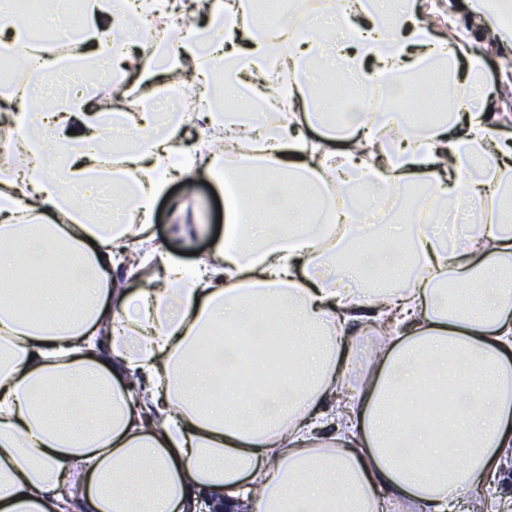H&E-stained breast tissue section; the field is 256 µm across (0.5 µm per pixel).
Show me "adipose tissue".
I'll return each instance as SVG.
<instances>
[{
    "label": "adipose tissue",
    "instance_id": "ef3b65f1",
    "mask_svg": "<svg viewBox=\"0 0 512 512\" xmlns=\"http://www.w3.org/2000/svg\"><path fill=\"white\" fill-rule=\"evenodd\" d=\"M178 5L83 0L74 32L42 0L47 55L0 0L27 72L0 86V512H460L512 468V113L481 50L512 48V0H469L472 31L450 0H325L304 28L204 0L184 30ZM138 20L171 66L101 51ZM430 68L446 109L417 122L389 100ZM61 70L78 90L35 107ZM188 71L203 111H161ZM340 95L357 113L308 136ZM199 168L237 193L187 265L153 207ZM227 320L294 351L265 391L213 343Z\"/></svg>",
    "mask_w": 512,
    "mask_h": 512
}]
</instances>
